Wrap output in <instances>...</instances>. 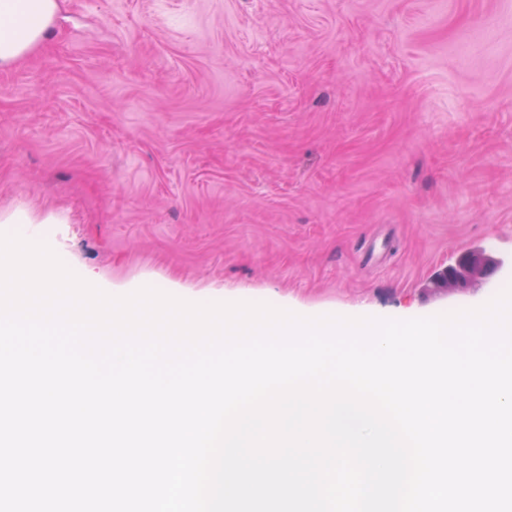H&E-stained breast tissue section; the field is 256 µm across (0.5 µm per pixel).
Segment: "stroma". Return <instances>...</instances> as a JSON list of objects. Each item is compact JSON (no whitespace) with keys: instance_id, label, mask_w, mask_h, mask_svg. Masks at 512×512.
Returning a JSON list of instances; mask_svg holds the SVG:
<instances>
[{"instance_id":"35a3bbf8","label":"stroma","mask_w":512,"mask_h":512,"mask_svg":"<svg viewBox=\"0 0 512 512\" xmlns=\"http://www.w3.org/2000/svg\"><path fill=\"white\" fill-rule=\"evenodd\" d=\"M85 281L410 319L512 285V0H59L0 210ZM472 288L434 278L466 251ZM1 224H64L67 223L65 217L60 215H47L42 218L29 216L24 211H15L11 214L5 215L0 212ZM497 262L485 252L468 251L464 253L456 267L445 270L444 278H448L449 288H467L469 282L479 271L495 268Z\"/></svg>"}]
</instances>
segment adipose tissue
Returning a JSON list of instances; mask_svg holds the SVG:
<instances>
[{
  "instance_id": "obj_1",
  "label": "adipose tissue",
  "mask_w": 512,
  "mask_h": 512,
  "mask_svg": "<svg viewBox=\"0 0 512 512\" xmlns=\"http://www.w3.org/2000/svg\"><path fill=\"white\" fill-rule=\"evenodd\" d=\"M58 0H0V68L10 67L49 33Z\"/></svg>"
}]
</instances>
